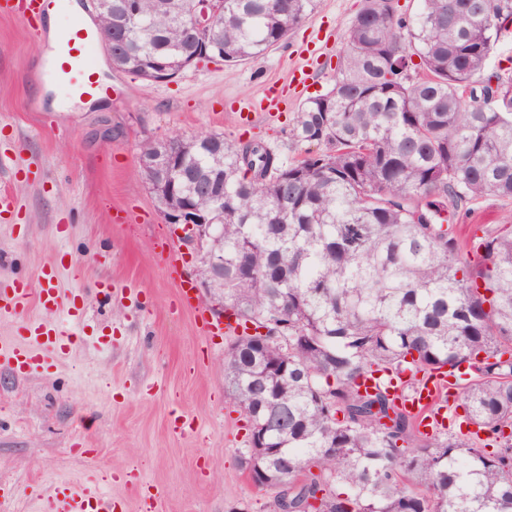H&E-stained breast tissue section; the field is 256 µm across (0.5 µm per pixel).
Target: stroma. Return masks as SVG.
Listing matches in <instances>:
<instances>
[{
  "instance_id": "obj_1",
  "label": "stroma",
  "mask_w": 512,
  "mask_h": 512,
  "mask_svg": "<svg viewBox=\"0 0 512 512\" xmlns=\"http://www.w3.org/2000/svg\"><path fill=\"white\" fill-rule=\"evenodd\" d=\"M360 0H318L313 14L265 56L237 66L200 64L169 82L109 69L95 55L108 95L70 110L61 86L40 82L47 52L15 17H0V282L39 287L58 268L63 295L78 294L90 325L47 371L23 375L0 362V489L8 512H41L58 484L94 482L102 497L141 512H279L276 493L256 489L240 464L244 420L224 390L225 337L203 338L177 302L159 241H176L139 174V145L218 131L297 156L288 131L297 111L332 84L343 36ZM321 43L317 63L308 48ZM312 65L304 84L294 69ZM274 110L242 124L268 84ZM138 214L117 224V212ZM512 223V203L482 199L457 234ZM112 284L111 296L98 292ZM186 420L174 429V417Z\"/></svg>"
}]
</instances>
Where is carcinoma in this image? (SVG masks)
<instances>
[{
    "instance_id": "1",
    "label": "carcinoma",
    "mask_w": 512,
    "mask_h": 512,
    "mask_svg": "<svg viewBox=\"0 0 512 512\" xmlns=\"http://www.w3.org/2000/svg\"><path fill=\"white\" fill-rule=\"evenodd\" d=\"M139 22L112 37L114 68L173 78L199 41L169 0H130ZM363 0L331 87L289 129L304 155L187 136L185 197L214 207L224 310L257 333L229 337L224 388L247 424L241 465L290 512H512V224L462 242L461 211L512 201V77L470 86L512 31V0ZM224 65L264 56L317 0H217ZM419 62H414V59ZM477 379L458 395L477 431L422 434L385 384L445 367ZM487 434L482 439L479 433Z\"/></svg>"
}]
</instances>
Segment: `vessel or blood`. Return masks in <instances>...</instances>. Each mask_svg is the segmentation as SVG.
Wrapping results in <instances>:
<instances>
[{"instance_id":"b4317fda","label":"vessel or blood","mask_w":512,"mask_h":512,"mask_svg":"<svg viewBox=\"0 0 512 512\" xmlns=\"http://www.w3.org/2000/svg\"><path fill=\"white\" fill-rule=\"evenodd\" d=\"M71 5V0H0V14L21 18L33 35L46 38L48 53L42 64V79L63 86L78 97L105 93L106 88L100 82L91 58V47L95 41L92 20L77 21L52 35L47 32L49 12L66 10ZM166 261L177 280L180 299L193 313L202 335L221 336L237 330L235 319H214L197 303L195 286L185 277L183 259L176 248L168 249ZM54 276V268L44 269L41 273L43 286L35 291L24 281L16 283L10 291L0 290V316L25 309L34 298L43 307L57 306L59 297L52 286ZM24 330L34 340L33 348L21 351L0 342V359L15 364L20 371L41 368L47 353L63 354L70 349L72 334L60 325L32 319ZM448 379V372L434 373L408 393L404 392L399 381H392V394L398 396L402 408L414 418L421 432L430 433L444 428L446 416L442 406L447 398ZM51 509L52 512H115L116 504L104 500L88 487L68 483L58 487Z\"/></svg>"}]
</instances>
